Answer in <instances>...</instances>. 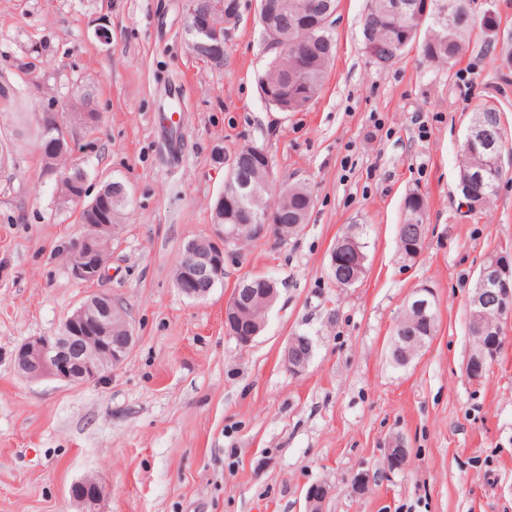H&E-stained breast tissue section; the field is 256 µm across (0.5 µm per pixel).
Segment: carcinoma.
Instances as JSON below:
<instances>
[{
  "label": "carcinoma",
  "mask_w": 512,
  "mask_h": 512,
  "mask_svg": "<svg viewBox=\"0 0 512 512\" xmlns=\"http://www.w3.org/2000/svg\"><path fill=\"white\" fill-rule=\"evenodd\" d=\"M213 10L215 22L232 25L238 17L237 0H206ZM272 4L269 14H259L263 35L267 44L275 47V54L267 69L259 78V86L265 83L277 84L288 80V97L280 101V107L287 112H301L321 90L325 74L329 68L334 50L333 21L327 17L336 7V0H268ZM394 0H369L363 16V26L371 29L370 41L374 43L379 65L397 62L405 49L415 41L418 32L425 31L422 45L424 57L437 64H452L464 50L474 26L470 11V0H430L426 22L416 19L410 11H394ZM447 17L439 18L442 10ZM304 13L316 20L309 29L295 25V15ZM188 45L194 55L207 61V52L199 45L198 35L191 19H186L184 27ZM40 107L30 103L26 118L28 123L38 127V140H51L48 126H40ZM74 149L63 153L42 152L44 164H52L69 174L78 183H86L88 170L73 157ZM494 153L490 150L473 151L463 146L459 151V174H470L491 169ZM236 163L240 181L248 185V190H259L256 198L258 210L273 211L279 223L289 226V231L297 233L311 210L312 199L303 186H286L277 191L270 184L271 169L260 160L245 153H237ZM100 193L108 200L110 210H83L78 213L82 225L99 224L100 217L107 216L108 223L118 220L126 202L125 186L119 181H110L102 186ZM405 222L400 225L398 240L400 249H407V240L412 238L411 226L424 228L426 223V202L418 195L405 200ZM402 329L395 331L397 336L414 337L416 340L430 339V326L404 318Z\"/></svg>",
  "instance_id": "carcinoma-1"
}]
</instances>
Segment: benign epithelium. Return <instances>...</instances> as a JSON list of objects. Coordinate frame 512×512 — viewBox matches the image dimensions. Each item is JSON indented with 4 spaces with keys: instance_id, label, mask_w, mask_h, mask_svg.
<instances>
[{
    "instance_id": "1",
    "label": "benign epithelium",
    "mask_w": 512,
    "mask_h": 512,
    "mask_svg": "<svg viewBox=\"0 0 512 512\" xmlns=\"http://www.w3.org/2000/svg\"><path fill=\"white\" fill-rule=\"evenodd\" d=\"M188 13L192 15L198 34L209 42V47L220 57L224 56V44L220 32L214 24L210 10L197 0H189ZM49 126L59 130L54 141L60 151L73 145L72 126L89 125L86 115L73 114L71 123H61L48 117ZM466 145L479 142L491 146L503 141L499 130H486L479 138L471 135L465 138ZM241 184L227 180L218 203L224 208H232V203L240 201ZM115 227L110 224H88L80 240L69 251V262L74 275L85 282H95L102 278L106 262L102 261L101 243L109 242ZM280 232V242L288 241L282 234V225L274 223V215L265 213L252 217L247 224H214L211 234L205 238V247L198 250L191 246L180 278L179 291L193 299L207 296L210 290L224 279V254L226 247L238 243L245 237L261 239L274 232ZM365 263V256L355 240H339L331 253V271L335 281L342 287L356 283L359 270ZM351 267L350 277H345V267ZM279 294L276 281L265 278L259 282L242 279L224 308V326L227 335L234 337L241 345L251 344L263 328L264 322L251 321L248 333H241L243 315L252 306L271 307ZM434 292L428 285L415 290L407 303L410 316L416 321L432 323L435 314ZM470 312L476 333L482 338L481 348L474 353L467 367L470 377H482L484 369L498 355L504 340L502 323L512 320V256L497 254L493 263L481 268L470 301ZM493 310L491 317L484 316ZM133 330L127 318L123 303L110 295L98 294L88 299L64 322L61 331L52 336H34L21 343L13 353V362L19 374L29 380L54 378L69 383L92 384L106 378L112 368L120 365L128 356L133 345ZM312 341L308 337L293 336L289 339L284 360L295 374L306 371L312 357ZM408 450L405 448L387 449V464L391 470L405 468ZM71 496L86 504L94 505L99 496L98 483L85 479L71 486ZM329 494L328 488L315 483L305 494L307 512H322V506Z\"/></svg>"
}]
</instances>
